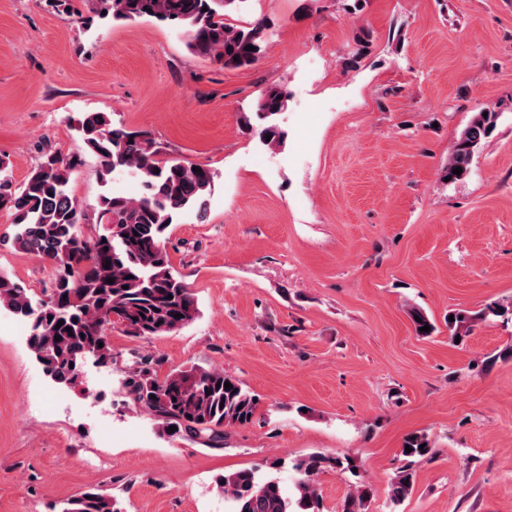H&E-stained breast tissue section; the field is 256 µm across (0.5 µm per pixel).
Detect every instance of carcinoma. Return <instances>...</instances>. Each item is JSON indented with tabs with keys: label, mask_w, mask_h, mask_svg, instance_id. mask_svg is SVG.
<instances>
[{
	"label": "carcinoma",
	"mask_w": 512,
	"mask_h": 512,
	"mask_svg": "<svg viewBox=\"0 0 512 512\" xmlns=\"http://www.w3.org/2000/svg\"><path fill=\"white\" fill-rule=\"evenodd\" d=\"M89 10L109 16L114 23L153 20L179 29L187 49L195 56L226 68L253 65L263 54L266 24L248 27L228 22V12L245 0H85ZM255 50L250 51L246 46ZM288 93L268 88L255 108L257 124L245 122L271 150L282 146L287 132L275 121L287 111ZM496 112H479L455 141L444 167L451 181L465 178L475 153L497 127ZM76 145L64 157L43 152L27 178L14 181L8 164L0 159V210L12 217L15 249L51 260L53 278L43 297L33 300L25 288L0 274V308L29 325L28 346L42 355V369L62 387L74 385L86 354L98 363L113 362L112 344L106 327L111 317L126 333L150 339L176 331L199 315L197 299L173 268L167 250L169 228L186 211L198 220L207 217L208 197L214 172L206 166L178 158H165L147 131H131L115 125L106 112H85L76 122ZM271 139H266V136ZM92 156L99 163L103 182L116 172H127L141 180L143 194L129 198L106 193L93 214L70 190L71 172ZM461 168L457 175L453 169ZM96 223L91 235L82 231ZM112 278L109 284L106 279ZM180 318H175V315ZM448 333L454 339L474 323L490 317L512 321V304L492 302L478 311H451ZM417 336L426 338L437 330L428 315L409 308ZM420 321H415V318ZM63 324H58V321ZM428 325L425 332L421 327ZM72 331H66V328ZM61 340H55V337ZM160 361L139 355L124 380L126 396L139 410L149 414L165 433L174 434L210 448L224 445V427L252 422L258 402L240 380L217 368L198 366L176 369L161 377ZM232 388L225 389L223 384ZM401 452L405 458H425L433 446L423 433L408 435ZM354 458L312 453L292 464L293 490L285 494L279 481L256 466L227 473L220 478L230 512H323L317 476L336 468L358 476ZM415 475L409 466L400 467L391 481L390 500L399 504L412 492ZM370 488L357 484L346 498L343 512H366ZM60 512H124L120 502L98 488L64 500Z\"/></svg>",
	"instance_id": "cac0c4a2"
}]
</instances>
